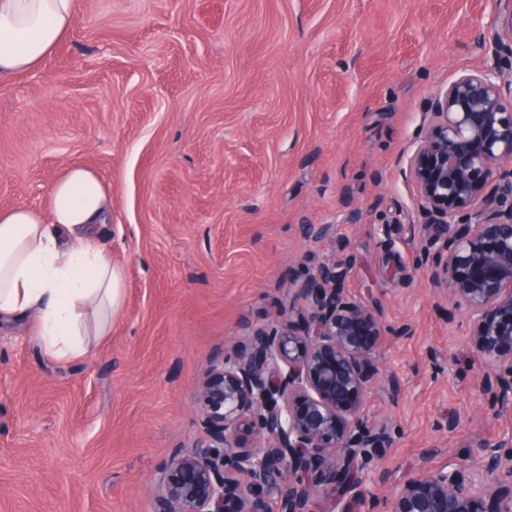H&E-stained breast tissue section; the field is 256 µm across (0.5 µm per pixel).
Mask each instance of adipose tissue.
Masks as SVG:
<instances>
[{
    "label": "adipose tissue",
    "mask_w": 512,
    "mask_h": 512,
    "mask_svg": "<svg viewBox=\"0 0 512 512\" xmlns=\"http://www.w3.org/2000/svg\"><path fill=\"white\" fill-rule=\"evenodd\" d=\"M78 0H0V80L38 69L70 31ZM112 195L99 175L70 168L48 210L0 211V315L35 313L45 347L61 359L85 352L82 325L94 314L108 333L121 309V268L99 241Z\"/></svg>",
    "instance_id": "adipose-tissue-1"
}]
</instances>
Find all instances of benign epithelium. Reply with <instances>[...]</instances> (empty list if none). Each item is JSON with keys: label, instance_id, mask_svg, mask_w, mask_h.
<instances>
[{"label": "benign epithelium", "instance_id": "benign-epithelium-1", "mask_svg": "<svg viewBox=\"0 0 512 512\" xmlns=\"http://www.w3.org/2000/svg\"><path fill=\"white\" fill-rule=\"evenodd\" d=\"M485 28L491 63L439 89L407 157L408 223L434 252L428 268L464 311L485 375L480 391L512 402V0ZM318 261L297 288L302 329L282 316L250 326L212 361L198 391L205 440L157 479V512H335L362 485L383 436L363 413L377 380L380 317ZM512 512V439L473 468L409 480L387 512Z\"/></svg>", "mask_w": 512, "mask_h": 512}]
</instances>
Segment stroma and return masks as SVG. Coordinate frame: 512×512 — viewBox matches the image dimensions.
<instances>
[{"instance_id": "35a3bbf8", "label": "stroma", "mask_w": 512, "mask_h": 512, "mask_svg": "<svg viewBox=\"0 0 512 512\" xmlns=\"http://www.w3.org/2000/svg\"><path fill=\"white\" fill-rule=\"evenodd\" d=\"M495 5L79 0L43 66L0 83V209H47L71 166L94 169L123 301L69 360L33 317L0 319V512H155L157 473L204 439L211 360L317 258L383 313L365 412L389 443L354 512L512 437V405L479 391L464 312L420 265L398 163L434 93L486 63L476 29Z\"/></svg>"}]
</instances>
